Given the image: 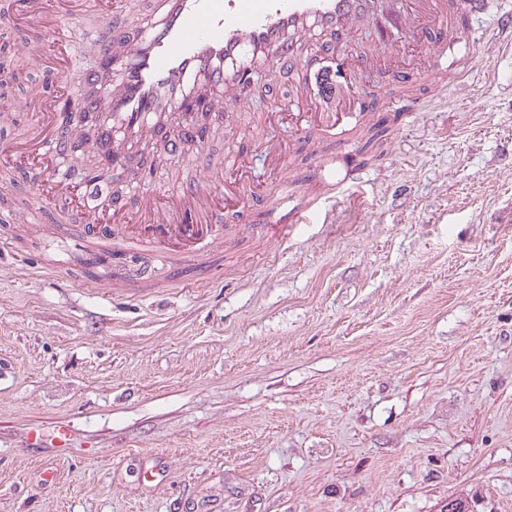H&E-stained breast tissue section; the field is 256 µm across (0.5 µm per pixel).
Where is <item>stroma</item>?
<instances>
[{
	"label": "stroma",
	"mask_w": 512,
	"mask_h": 512,
	"mask_svg": "<svg viewBox=\"0 0 512 512\" xmlns=\"http://www.w3.org/2000/svg\"><path fill=\"white\" fill-rule=\"evenodd\" d=\"M488 0L448 47L450 82H419L420 111L375 91L388 119L364 161L341 137L337 192L320 223L286 239L256 196L274 169L252 132L283 140L289 191L310 184L313 146L290 123L306 72L256 69L271 92L224 111L142 184L164 196L231 155L246 160L239 215L199 255L134 282L77 263L93 235L59 212L3 150L35 122L26 91L0 122V512H512V35ZM99 30L71 18L77 66L20 6L0 18L11 69L68 111L98 66ZM45 64L31 61L33 52ZM41 207L38 223L25 222ZM68 427L67 447L53 446ZM40 431L44 443L26 438Z\"/></svg>",
	"instance_id": "35a3bbf8"
}]
</instances>
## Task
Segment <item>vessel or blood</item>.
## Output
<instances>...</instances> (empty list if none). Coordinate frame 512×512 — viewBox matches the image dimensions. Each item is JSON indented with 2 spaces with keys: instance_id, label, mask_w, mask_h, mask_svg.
Masks as SVG:
<instances>
[{
  "instance_id": "b4317fda",
  "label": "vessel or blood",
  "mask_w": 512,
  "mask_h": 512,
  "mask_svg": "<svg viewBox=\"0 0 512 512\" xmlns=\"http://www.w3.org/2000/svg\"><path fill=\"white\" fill-rule=\"evenodd\" d=\"M485 6L486 0H152L155 23L117 29L93 42L92 53L103 65L89 76L87 107L104 118L99 148L119 159L126 182L141 183L138 161L113 140V132L172 149L165 121L169 113L181 110L187 89L219 88L226 104L242 106L246 87L241 79L263 58L288 68L308 67L319 88L317 104L330 108L349 85L337 80L329 59L340 56L352 74L372 65V54L346 49L357 29L369 25L381 41L390 38L391 25H399L411 43L412 68L392 71L391 78L400 86L402 111H419L413 80L447 76L448 44L457 41L461 22L480 16ZM25 9L52 35L55 48L63 49V15L53 0H26ZM313 28L334 42L321 59L302 56V39ZM31 100L41 113L22 152L40 178L68 156L74 130L41 91H34ZM314 178L316 186L335 188V159L318 157ZM239 193L225 182L215 188L194 182L162 204L151 196L129 195L119 208L140 222L122 238L119 249L129 254L147 250L164 259L198 254L222 238L230 199ZM267 204L269 222L262 230L271 238L288 235L287 225L279 221L285 206H292L295 223L308 219V207L295 205L285 189H268Z\"/></svg>"
}]
</instances>
